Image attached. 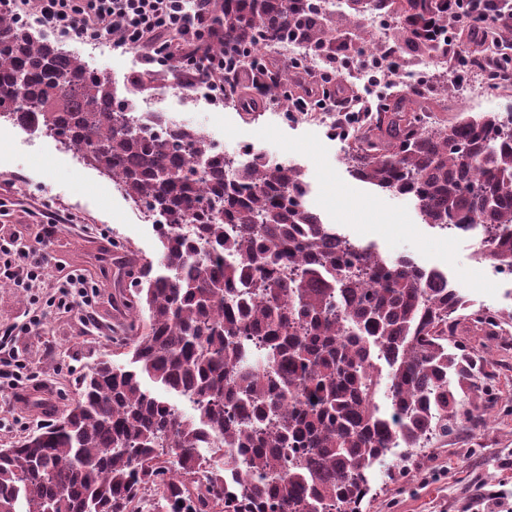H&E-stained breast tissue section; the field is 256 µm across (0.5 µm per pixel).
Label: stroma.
Segmentation results:
<instances>
[{"mask_svg": "<svg viewBox=\"0 0 512 512\" xmlns=\"http://www.w3.org/2000/svg\"><path fill=\"white\" fill-rule=\"evenodd\" d=\"M64 48L84 65L106 72L118 97L134 94L158 102L172 121L203 129L226 155L242 143L281 162L298 164L309 184L308 207L352 241L370 245L389 258L405 257L427 270L443 272L468 298L472 310L512 311V286L488 274L477 257V239L424 224L413 201L379 191L354 179L344 158L349 139L308 119H295L267 108L249 115L235 106H215L191 98L174 78L141 92L135 74L148 71L142 50L110 48L67 39ZM468 102L439 97L436 121L449 123L460 113L512 115V85L488 88L469 75ZM68 216L52 246L55 265L49 281L82 267L99 286L93 307L96 328L85 331L73 313L41 310L32 295L0 278V328H12L25 362L23 376L49 401L47 409L29 407L22 394L0 385V444L16 441L49 426L75 397L76 381L97 360L128 363L117 345L127 323L112 302V246L120 244L139 257L158 259L161 244L152 218L117 190L79 152L41 132L0 124V225L21 231L25 244L38 248L43 224L51 214ZM457 341L481 359L486 370L472 404L476 418L463 423L447 443H435L411 456L404 470L378 475L362 512H463L466 503L498 491L512 500V320L499 327L479 325L458 330Z\"/></svg>", "mask_w": 512, "mask_h": 512, "instance_id": "stroma-1", "label": "stroma"}]
</instances>
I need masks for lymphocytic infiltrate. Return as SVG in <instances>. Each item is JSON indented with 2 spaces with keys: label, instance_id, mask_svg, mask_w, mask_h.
<instances>
[{
  "label": "lymphocytic infiltrate",
  "instance_id": "f902f5d3",
  "mask_svg": "<svg viewBox=\"0 0 512 512\" xmlns=\"http://www.w3.org/2000/svg\"><path fill=\"white\" fill-rule=\"evenodd\" d=\"M187 0H0V6L17 19L36 12L49 31L85 42L111 39L118 48L148 47L147 62L160 67H187L202 71L216 96L232 93L224 76L236 72V63L197 51L202 38L198 13L186 7ZM502 34H512V0H448L443 18L431 20L426 34L453 50L449 78L463 73L482 72L478 54L462 48L454 40L455 31L468 32L481 40L488 25ZM58 232L57 224L43 227L44 251L34 252L24 245L17 232H0V254L4 255L5 276L26 288L44 285L52 257L47 251ZM97 285L82 270H74L57 281L47 304L59 311L80 313L85 325H94L92 307Z\"/></svg>",
  "mask_w": 512,
  "mask_h": 512
}]
</instances>
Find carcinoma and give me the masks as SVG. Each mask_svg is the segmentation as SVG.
<instances>
[{
	"instance_id": "obj_1",
	"label": "carcinoma",
	"mask_w": 512,
	"mask_h": 512,
	"mask_svg": "<svg viewBox=\"0 0 512 512\" xmlns=\"http://www.w3.org/2000/svg\"><path fill=\"white\" fill-rule=\"evenodd\" d=\"M378 7L404 19L413 52L436 50L424 28L444 0ZM202 20L210 55L287 41L320 52L336 26L310 0H204ZM172 71L183 90L204 80ZM299 83L270 61L262 92L229 100L251 115ZM428 101L413 91L354 129L349 173L412 197L426 224L481 227L478 256L512 270V124L482 112L435 126ZM1 120L77 149L164 223L157 262L112 254L128 364L94 363L53 424L0 454V512H139L145 490L152 512H361L377 461L471 415L477 360L448 346L466 296L323 223L300 167L240 161L160 115L138 122L107 73L4 13Z\"/></svg>"
}]
</instances>
